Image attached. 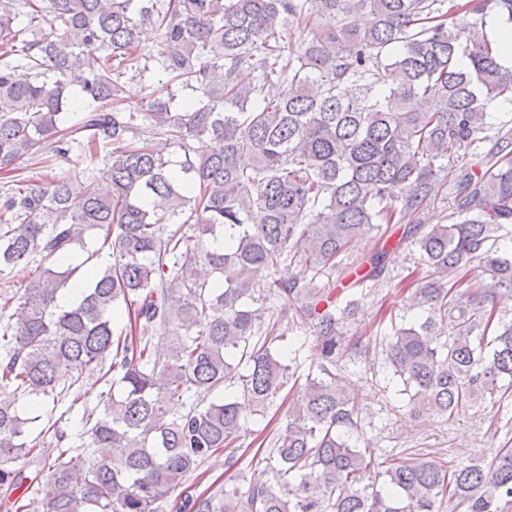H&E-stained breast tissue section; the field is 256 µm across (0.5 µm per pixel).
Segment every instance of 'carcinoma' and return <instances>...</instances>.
Listing matches in <instances>:
<instances>
[{
  "instance_id": "carcinoma-1",
  "label": "carcinoma",
  "mask_w": 512,
  "mask_h": 512,
  "mask_svg": "<svg viewBox=\"0 0 512 512\" xmlns=\"http://www.w3.org/2000/svg\"><path fill=\"white\" fill-rule=\"evenodd\" d=\"M456 13L512 23V0H0V275L39 261L25 319L0 305V494L22 485V466L36 471L14 512H159L177 489L181 512H441L448 500L512 512L508 442L448 464L346 440L360 408L339 373L340 323L356 300L336 309L331 283L339 256L382 224L403 225L425 268V317L383 349L409 414L450 420L512 398V125L484 134L489 106L512 100V68L487 35L449 22ZM143 27L173 48L147 127L121 108L148 69ZM288 30L294 48L280 43ZM245 69L257 72L247 83ZM271 81L284 85L273 99ZM173 83L200 96L173 112ZM74 107L83 117L68 130ZM143 135L161 141L140 146ZM75 144L93 164L109 158L106 182L18 179L19 161ZM472 150L449 223H423L446 164ZM79 248L82 265L105 250L110 261L83 280L81 265L62 266ZM387 254L364 255L362 281H394ZM69 286L80 299L62 309ZM294 327L316 333L301 386L300 349L288 363L273 347ZM156 336L171 337L167 352ZM90 379L103 385L93 407ZM288 385L266 476L193 493L187 479ZM78 405L74 433L63 421ZM46 436L52 461L36 454Z\"/></svg>"
}]
</instances>
